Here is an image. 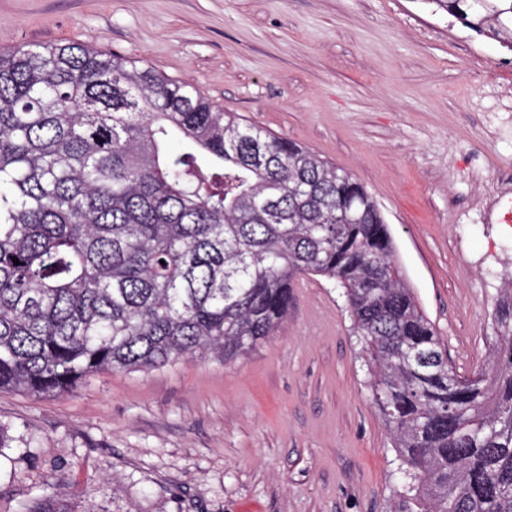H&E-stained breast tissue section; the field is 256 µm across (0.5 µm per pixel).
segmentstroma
<instances>
[{
    "label": "stroma",
    "mask_w": 512,
    "mask_h": 512,
    "mask_svg": "<svg viewBox=\"0 0 512 512\" xmlns=\"http://www.w3.org/2000/svg\"><path fill=\"white\" fill-rule=\"evenodd\" d=\"M74 41L155 68L352 173L459 373L512 275V49L427 0H0V48ZM494 172L505 197H487ZM341 289L293 286L231 362L0 389V512H398L404 487Z\"/></svg>",
    "instance_id": "35a3bbf8"
}]
</instances>
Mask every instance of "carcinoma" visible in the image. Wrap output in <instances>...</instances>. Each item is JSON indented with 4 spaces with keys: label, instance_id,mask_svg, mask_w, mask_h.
<instances>
[{
    "label": "carcinoma",
    "instance_id": "1",
    "mask_svg": "<svg viewBox=\"0 0 512 512\" xmlns=\"http://www.w3.org/2000/svg\"><path fill=\"white\" fill-rule=\"evenodd\" d=\"M427 2L512 49V0ZM306 275L344 290L414 512H512L511 278L500 343L462 376L351 173L129 58L0 50V389L231 362Z\"/></svg>",
    "mask_w": 512,
    "mask_h": 512
}]
</instances>
